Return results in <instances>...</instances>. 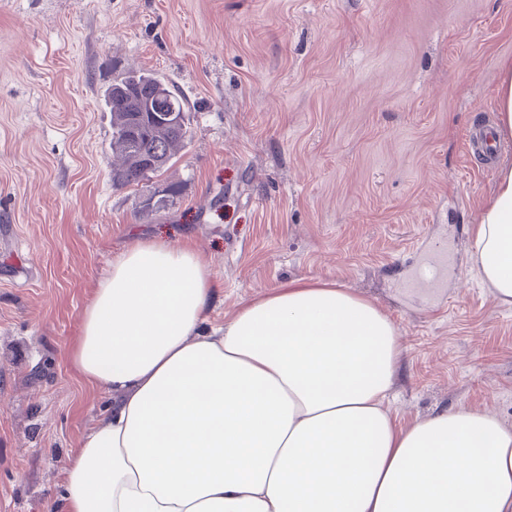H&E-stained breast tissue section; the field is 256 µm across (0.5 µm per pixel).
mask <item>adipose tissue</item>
<instances>
[{
    "mask_svg": "<svg viewBox=\"0 0 512 512\" xmlns=\"http://www.w3.org/2000/svg\"><path fill=\"white\" fill-rule=\"evenodd\" d=\"M472 263L512 303V166L483 205ZM197 247L113 257L71 359L115 401L67 457L66 512H512V429L450 409L399 427L396 326L336 284H296L202 325Z\"/></svg>",
    "mask_w": 512,
    "mask_h": 512,
    "instance_id": "adipose-tissue-1",
    "label": "adipose tissue"
}]
</instances>
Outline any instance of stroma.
Returning <instances> with one entry per match:
<instances>
[{
  "label": "stroma",
  "instance_id": "obj_1",
  "mask_svg": "<svg viewBox=\"0 0 512 512\" xmlns=\"http://www.w3.org/2000/svg\"><path fill=\"white\" fill-rule=\"evenodd\" d=\"M512 0H0V512H64L62 466L111 404L69 351L112 257L192 239L205 329L288 283L350 288L396 325L407 426L491 413L512 428V305L470 262L512 153L496 121ZM128 71L187 100L190 132L149 188L112 187L104 89ZM448 248L438 276L405 287Z\"/></svg>",
  "mask_w": 512,
  "mask_h": 512
}]
</instances>
